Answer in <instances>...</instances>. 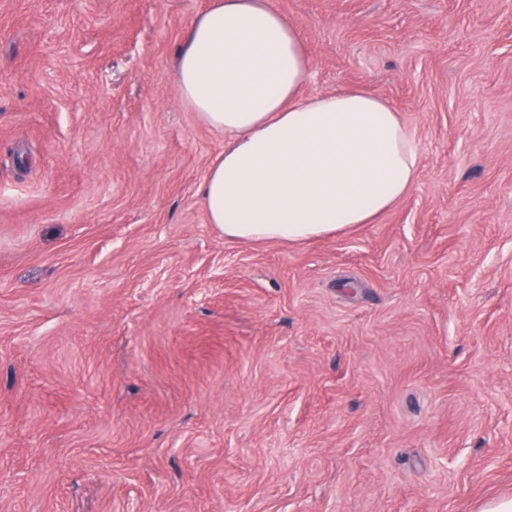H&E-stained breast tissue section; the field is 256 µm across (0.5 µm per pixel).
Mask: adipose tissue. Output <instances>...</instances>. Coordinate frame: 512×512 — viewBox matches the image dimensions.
<instances>
[{"label":"adipose tissue","mask_w":512,"mask_h":512,"mask_svg":"<svg viewBox=\"0 0 512 512\" xmlns=\"http://www.w3.org/2000/svg\"><path fill=\"white\" fill-rule=\"evenodd\" d=\"M303 41L269 0H214L190 23L175 82L224 151L200 186L209 223L241 242L304 243L371 223L413 187L419 145L361 90L304 97Z\"/></svg>","instance_id":"ef3b65f1"}]
</instances>
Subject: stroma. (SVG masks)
Here are the masks:
<instances>
[{
  "mask_svg": "<svg viewBox=\"0 0 512 512\" xmlns=\"http://www.w3.org/2000/svg\"><path fill=\"white\" fill-rule=\"evenodd\" d=\"M209 0H0V512L512 498V0H270L421 150L375 223L225 239L174 82Z\"/></svg>",
  "mask_w": 512,
  "mask_h": 512,
  "instance_id": "35a3bbf8",
  "label": "stroma"
}]
</instances>
